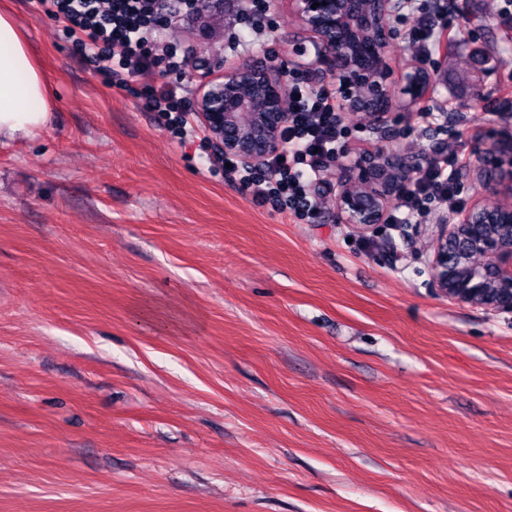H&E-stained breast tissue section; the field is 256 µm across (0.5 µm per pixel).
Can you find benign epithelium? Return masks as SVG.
<instances>
[{
  "instance_id": "7a95c632",
  "label": "benign epithelium",
  "mask_w": 512,
  "mask_h": 512,
  "mask_svg": "<svg viewBox=\"0 0 512 512\" xmlns=\"http://www.w3.org/2000/svg\"><path fill=\"white\" fill-rule=\"evenodd\" d=\"M318 7H313L314 3ZM302 23L316 37L317 61L329 76H339L364 96L350 106L386 122L389 71L382 50L390 38L380 26L389 0H293ZM288 71L241 63L219 80L207 82L195 98L208 138L219 151L258 167L281 146L288 123L283 110ZM493 156L480 154L485 199L431 234L432 287L448 300L512 316V207L500 202L503 184L499 167L512 168V138H499ZM361 179L378 184L370 192L346 187L338 195L340 216L351 224L371 227L382 221L392 191L391 179L382 176L371 161L361 169Z\"/></svg>"
}]
</instances>
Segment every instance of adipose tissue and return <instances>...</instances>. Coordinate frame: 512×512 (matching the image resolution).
<instances>
[{
  "mask_svg": "<svg viewBox=\"0 0 512 512\" xmlns=\"http://www.w3.org/2000/svg\"><path fill=\"white\" fill-rule=\"evenodd\" d=\"M51 101L27 34L0 11V141L44 128Z\"/></svg>",
  "mask_w": 512,
  "mask_h": 512,
  "instance_id": "obj_1",
  "label": "adipose tissue"
}]
</instances>
